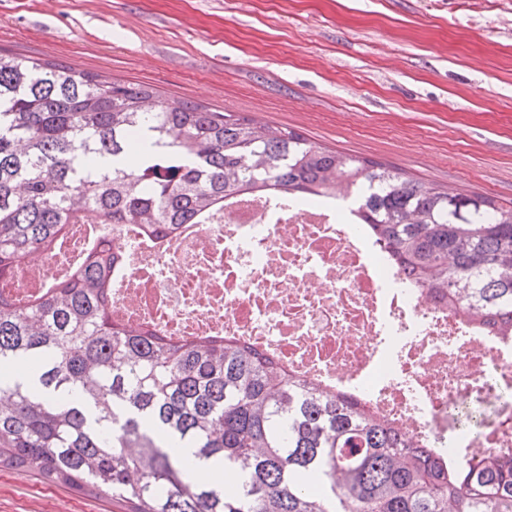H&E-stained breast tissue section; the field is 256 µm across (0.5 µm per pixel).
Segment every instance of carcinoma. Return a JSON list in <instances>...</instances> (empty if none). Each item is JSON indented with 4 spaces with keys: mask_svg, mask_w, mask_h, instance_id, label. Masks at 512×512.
<instances>
[{
    "mask_svg": "<svg viewBox=\"0 0 512 512\" xmlns=\"http://www.w3.org/2000/svg\"><path fill=\"white\" fill-rule=\"evenodd\" d=\"M355 187L358 222L408 279L512 337V207L428 187L146 84L0 54V279L69 225L163 238L240 193L318 200ZM112 242L27 301L0 291V464L128 512H512V458L463 466L356 398L235 340H173L112 320ZM224 466L226 494L179 448Z\"/></svg>",
    "mask_w": 512,
    "mask_h": 512,
    "instance_id": "1",
    "label": "carcinoma"
}]
</instances>
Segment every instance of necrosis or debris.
Instances as JSON below:
<instances>
[{"instance_id":"1","label":"necrosis or debris","mask_w":512,"mask_h":512,"mask_svg":"<svg viewBox=\"0 0 512 512\" xmlns=\"http://www.w3.org/2000/svg\"><path fill=\"white\" fill-rule=\"evenodd\" d=\"M335 199L236 195L204 223L161 240L108 227L124 268L112 317L175 339L229 336L266 351L330 393L366 401L414 444L460 462L512 457V412L448 436L449 413L512 392V338L473 329L413 286ZM96 227L73 224L60 252L33 253L13 273L23 299L66 272Z\"/></svg>"}]
</instances>
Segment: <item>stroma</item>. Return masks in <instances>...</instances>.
I'll return each instance as SVG.
<instances>
[{"instance_id": "stroma-1", "label": "stroma", "mask_w": 512, "mask_h": 512, "mask_svg": "<svg viewBox=\"0 0 512 512\" xmlns=\"http://www.w3.org/2000/svg\"><path fill=\"white\" fill-rule=\"evenodd\" d=\"M0 52L512 206V0H0ZM0 512H127L0 465Z\"/></svg>"}]
</instances>
